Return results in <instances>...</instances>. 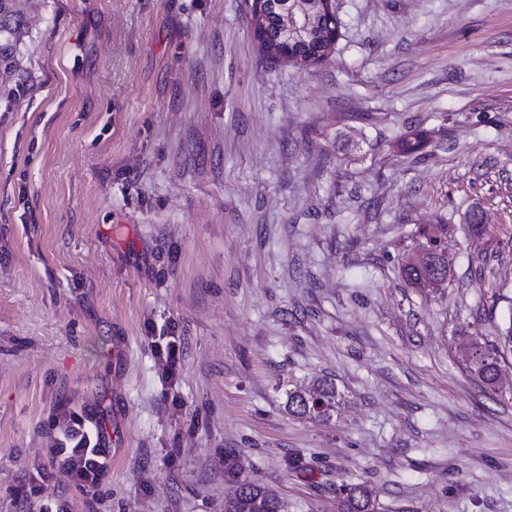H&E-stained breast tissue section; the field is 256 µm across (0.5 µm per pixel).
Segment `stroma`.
<instances>
[{
    "mask_svg": "<svg viewBox=\"0 0 512 512\" xmlns=\"http://www.w3.org/2000/svg\"><path fill=\"white\" fill-rule=\"evenodd\" d=\"M17 7L0 512H224L244 480L288 512L361 482L381 512H512V387L458 340L512 376V0H335L312 67L262 55L247 0ZM437 224L448 282L407 287ZM323 377L334 417L288 414ZM67 409L119 437L97 487L35 472ZM460 337L470 373L489 388L495 389L502 368L499 351L485 342L482 343L479 336L464 332Z\"/></svg>",
    "mask_w": 512,
    "mask_h": 512,
    "instance_id": "stroma-1",
    "label": "stroma"
}]
</instances>
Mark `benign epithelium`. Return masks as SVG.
I'll return each mask as SVG.
<instances>
[{
    "mask_svg": "<svg viewBox=\"0 0 512 512\" xmlns=\"http://www.w3.org/2000/svg\"><path fill=\"white\" fill-rule=\"evenodd\" d=\"M251 31L260 45L273 43L280 60L302 65L328 59L320 42L334 48L340 20L334 0H249Z\"/></svg>",
    "mask_w": 512,
    "mask_h": 512,
    "instance_id": "obj_1",
    "label": "benign epithelium"
}]
</instances>
